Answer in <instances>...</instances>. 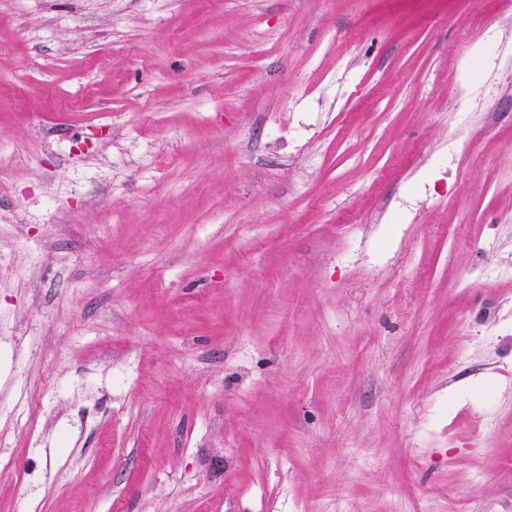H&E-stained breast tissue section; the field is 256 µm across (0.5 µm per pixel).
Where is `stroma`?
I'll use <instances>...</instances> for the list:
<instances>
[{"label":"stroma","mask_w":512,"mask_h":512,"mask_svg":"<svg viewBox=\"0 0 512 512\" xmlns=\"http://www.w3.org/2000/svg\"><path fill=\"white\" fill-rule=\"evenodd\" d=\"M472 27L512 0H0V512H512Z\"/></svg>","instance_id":"1"}]
</instances>
